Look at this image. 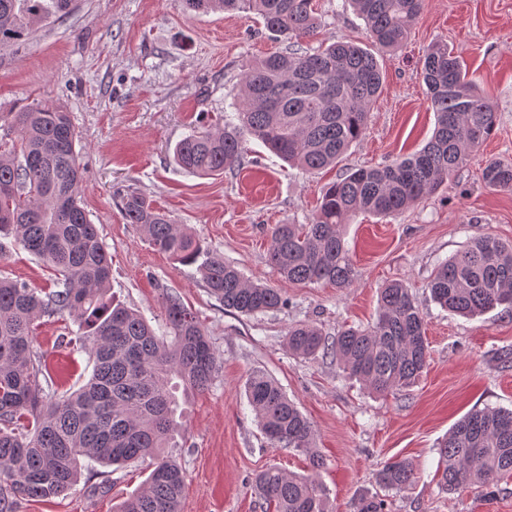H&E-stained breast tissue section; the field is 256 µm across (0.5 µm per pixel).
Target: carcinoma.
<instances>
[{
	"label": "carcinoma",
	"mask_w": 512,
	"mask_h": 512,
	"mask_svg": "<svg viewBox=\"0 0 512 512\" xmlns=\"http://www.w3.org/2000/svg\"><path fill=\"white\" fill-rule=\"evenodd\" d=\"M198 13L234 11L258 15L276 37L298 43L320 33L313 0H181ZM376 46L388 51L407 41L424 0H350ZM73 0H0V43L32 26L70 12ZM436 127L417 153L375 167L343 173L325 187L308 224H277L269 257L292 283L325 281L348 288L355 270L341 226L358 213L395 216L434 193L469 160L494 130L496 112L470 78L466 63L439 42L423 63ZM384 75L370 50L329 39L316 51L289 49L244 65L240 96L224 127H202L175 147V163L201 177L217 176L243 161L242 144L260 140L305 172L336 162L365 132ZM70 113L43 104L11 113L0 138V238L11 239L53 270L55 289L40 293L0 279V512H16L19 500L58 497L81 478L80 460L131 467L150 457L145 487L116 512H180L184 471L166 448L179 435L183 413L171 381L186 394L209 386L218 355L206 331L178 296L165 298L167 326L158 334L136 311L114 302L111 259L81 205L84 168ZM483 180L512 192V165L491 161ZM126 221L138 226L154 249L183 264H196L210 294L224 308L247 317L283 307L280 289L254 283L224 258L204 249L185 224L153 206L137 191L123 196ZM432 301L470 317L512 305V243L486 236L440 263L428 283ZM68 315L75 340L93 363L91 377L58 396L40 382L33 351L37 321ZM288 351L303 359L331 354L343 371L377 393L413 386L428 365L424 318L403 281L382 288L376 321L344 328L332 341L320 328L288 330ZM248 405L273 448L308 457L312 473L295 475L271 466L255 486L268 512H329L313 472L323 466L312 422L278 382L256 369L245 383ZM439 485L455 491L495 485L512 475V410L484 408L460 419L438 449ZM386 490L413 482L405 461L377 473ZM354 512H385L377 496L358 498Z\"/></svg>",
	"instance_id": "1"
}]
</instances>
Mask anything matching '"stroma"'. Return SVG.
<instances>
[{"label": "stroma", "instance_id": "35a3bbf8", "mask_svg": "<svg viewBox=\"0 0 512 512\" xmlns=\"http://www.w3.org/2000/svg\"><path fill=\"white\" fill-rule=\"evenodd\" d=\"M321 38L368 45L364 22L347 0H318ZM445 42L468 65L497 113L492 134L433 195L397 217L359 215L343 225L357 275L351 287L294 284L268 259L270 230L306 224L324 187L348 169L391 163L422 149L435 128L422 63ZM259 17L188 13L180 0H75L70 13L0 45V115L41 102L70 112L85 169L81 199L112 258V292L163 329V297L177 294L205 327L224 363L209 389L191 398L172 455L186 481L181 512H264L253 488L276 466L306 473L304 455L268 445L244 396L252 370L272 375L314 423L325 460L317 476L332 512H353L359 496L384 499L387 512H512V478L494 487L442 489L438 446L466 413L512 409V309L467 318L442 310L427 284L436 266L470 240L512 242V192L485 186L488 160L512 164V0H425L404 46L374 49L385 74L363 138L336 167L315 174L289 168L260 141L245 145L240 168L199 177L173 162L176 144L204 125H220L239 90L242 67L287 50ZM140 191L205 247L253 281L281 290L287 306L246 317L212 297L196 266L155 250L120 210ZM52 288L48 268L20 248L0 250V278ZM405 281L415 295L430 346L428 367L406 391L377 395L347 377L332 356L301 359L288 351L289 327L321 328L327 337L374 322L380 289ZM69 317H43L35 352L58 393L85 383L93 364L66 344ZM409 460L416 479L385 490L376 474ZM148 464L83 471L69 493L23 500L17 512H112L140 491Z\"/></svg>", "mask_w": 512, "mask_h": 512}]
</instances>
